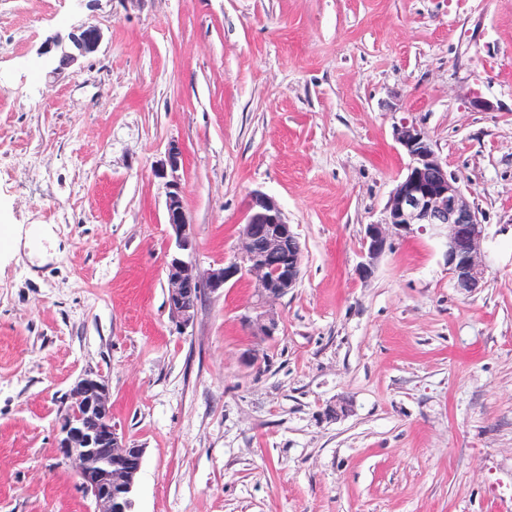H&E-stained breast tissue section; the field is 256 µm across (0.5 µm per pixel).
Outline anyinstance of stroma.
Returning a JSON list of instances; mask_svg holds the SVG:
<instances>
[{"mask_svg": "<svg viewBox=\"0 0 512 512\" xmlns=\"http://www.w3.org/2000/svg\"><path fill=\"white\" fill-rule=\"evenodd\" d=\"M86 21L98 50L51 74ZM404 121L483 220L474 294L425 233L359 275ZM0 139V512H95L54 438L85 373L144 450L134 512H512V0H0ZM173 143L199 270L254 192L293 224L275 336L251 277L187 327L165 306ZM101 40L102 34L98 26L84 22L73 27L67 35L58 32L48 36L39 53L53 59L56 64L53 73L57 74L72 67L82 57L97 51Z\"/></svg>", "mask_w": 512, "mask_h": 512, "instance_id": "35a3bbf8", "label": "stroma"}]
</instances>
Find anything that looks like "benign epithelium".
Returning a JSON list of instances; mask_svg holds the SVG:
<instances>
[{
    "mask_svg": "<svg viewBox=\"0 0 512 512\" xmlns=\"http://www.w3.org/2000/svg\"><path fill=\"white\" fill-rule=\"evenodd\" d=\"M101 40L98 26L84 22L66 35L58 32L48 36L40 54L53 59L57 74L97 51ZM394 136L410 162L390 195L385 222L366 228L360 276L371 277L391 246L390 234L406 237L428 232L443 241V256L455 288L464 294L476 292L488 278L483 258L484 227L478 210L466 197L459 179L448 173L423 128L404 121L395 128ZM184 161L182 149L173 144L155 170L157 176L167 179L165 220L170 228V248L165 303L169 311L186 327L197 310V305L184 298L186 288L196 286L202 294L219 293L229 282L247 275L256 279L260 304L273 306L300 277L303 252L294 226L276 199L255 192L239 231L241 260L200 273L190 258L196 227L188 220L184 189L176 177ZM248 326L269 338L278 331L279 321L266 311L248 321ZM68 400V408L60 413L54 427L60 456L75 464L79 486L93 497L97 512H133L144 449L131 446L112 424L106 381L98 375L82 374L70 388Z\"/></svg>",
    "mask_w": 512,
    "mask_h": 512,
    "instance_id": "obj_1",
    "label": "benign epithelium"
}]
</instances>
